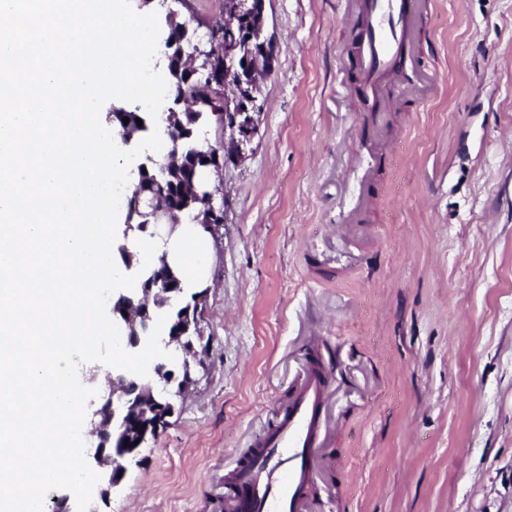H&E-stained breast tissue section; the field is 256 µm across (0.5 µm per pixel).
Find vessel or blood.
Instances as JSON below:
<instances>
[{
	"label": "vessel or blood",
	"instance_id": "1",
	"mask_svg": "<svg viewBox=\"0 0 512 512\" xmlns=\"http://www.w3.org/2000/svg\"><path fill=\"white\" fill-rule=\"evenodd\" d=\"M421 7V0H362L363 30L352 52L359 82L371 95L390 94L391 69L416 41ZM331 389L326 373L304 369L290 403L277 410L225 479L226 512H309Z\"/></svg>",
	"mask_w": 512,
	"mask_h": 512
}]
</instances>
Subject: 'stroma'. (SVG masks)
Masks as SVG:
<instances>
[{
  "instance_id": "obj_1",
  "label": "stroma",
  "mask_w": 512,
  "mask_h": 512,
  "mask_svg": "<svg viewBox=\"0 0 512 512\" xmlns=\"http://www.w3.org/2000/svg\"><path fill=\"white\" fill-rule=\"evenodd\" d=\"M348 0H269L259 129L221 175L194 392L102 512H224L306 353L334 379L314 512H512V0H424L382 111Z\"/></svg>"
}]
</instances>
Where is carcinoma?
Returning a JSON list of instances; mask_svg holds the SVG:
<instances>
[{"instance_id": "cac0c4a2", "label": "carcinoma", "mask_w": 512, "mask_h": 512, "mask_svg": "<svg viewBox=\"0 0 512 512\" xmlns=\"http://www.w3.org/2000/svg\"><path fill=\"white\" fill-rule=\"evenodd\" d=\"M142 6L164 15L159 40L164 44L168 62L166 82L172 104L167 109L164 134L170 148L159 158H147L140 164L137 187L147 190L166 207L172 216L199 214L204 205L191 191L195 169L203 164L208 146L200 141L202 130L214 123L224 124V86L217 81L202 78L198 64L181 56L182 49L196 39L197 31L175 13L163 12L159 0H142ZM129 122H124V119ZM142 124H137V121ZM107 122L123 140L148 130L153 120L140 107L120 106L109 113ZM125 224L123 243L117 247L118 257L125 268L133 265L134 254L129 244L149 233L145 225L151 223L137 207L136 192L125 195ZM183 308L172 307V301L163 296L153 298V316L167 315L162 335L169 336L182 323Z\"/></svg>"}]
</instances>
